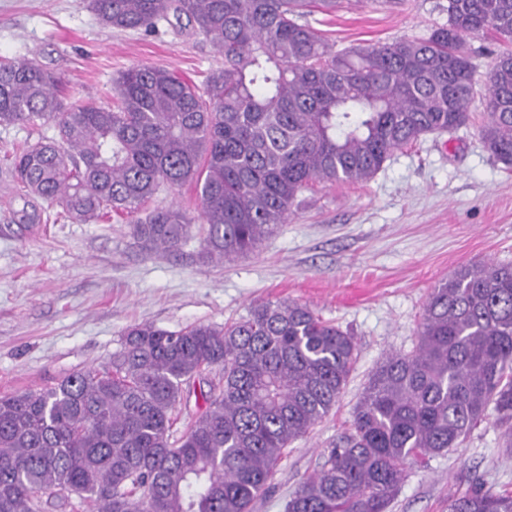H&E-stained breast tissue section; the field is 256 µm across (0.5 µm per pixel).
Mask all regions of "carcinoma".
<instances>
[{"label":"carcinoma","instance_id":"cac0c4a2","mask_svg":"<svg viewBox=\"0 0 512 512\" xmlns=\"http://www.w3.org/2000/svg\"><path fill=\"white\" fill-rule=\"evenodd\" d=\"M339 0H89L106 26L150 30L186 17L224 67L203 88L165 67L122 72L115 102H64L35 59L0 60V125L51 122L19 147L16 193L76 224L140 213L162 189L194 187L199 216L156 209L132 225L146 251L194 232L202 257L255 252L313 181L371 179L393 151L470 123L477 69L463 36L512 43V0H448L428 38L335 51L304 22ZM480 105L486 150L512 166V51L496 55ZM355 337L307 304L265 300L222 326L140 324L100 367L0 397V512H253L288 447L336 406ZM204 411L172 439L184 386L213 368ZM512 455V265L454 270L429 294L409 352L371 373L348 432L287 512H388L409 462L458 447L489 418ZM448 512H512V492L478 489Z\"/></svg>","mask_w":512,"mask_h":512}]
</instances>
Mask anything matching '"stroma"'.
Instances as JSON below:
<instances>
[{
  "label": "stroma",
  "instance_id": "obj_1",
  "mask_svg": "<svg viewBox=\"0 0 512 512\" xmlns=\"http://www.w3.org/2000/svg\"><path fill=\"white\" fill-rule=\"evenodd\" d=\"M448 0L377 7L348 0L309 15L334 49L420 40L448 22ZM33 58L59 76L69 100L113 98L134 65H158L202 83L222 67L202 36L176 20L150 31L102 24L88 0H0V57ZM474 109L468 127L395 150L369 181L316 182L293 215L254 253L227 263L201 258L198 239L153 253L127 217L75 224L56 205L42 223L22 219L11 171L18 144L54 136L52 125H0V395L38 391L107 363L137 324L169 331L223 324L255 302L307 303L353 334L358 355L336 407L281 460L256 512H286L299 484L347 431L376 365L411 351L429 293L477 262L512 263V168L484 148ZM482 483L512 492V456L493 421L428 466L410 464L390 512H448L451 498Z\"/></svg>",
  "mask_w": 512,
  "mask_h": 512
}]
</instances>
